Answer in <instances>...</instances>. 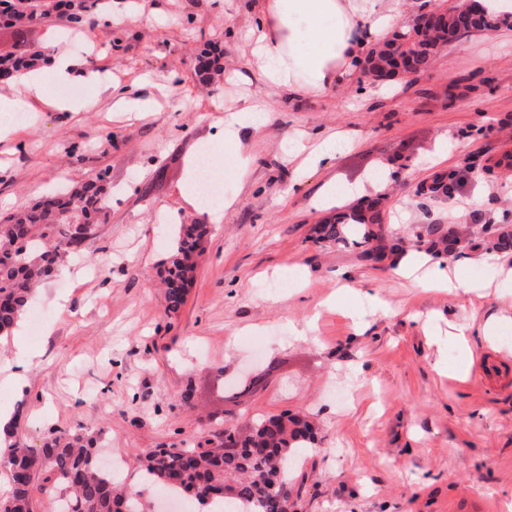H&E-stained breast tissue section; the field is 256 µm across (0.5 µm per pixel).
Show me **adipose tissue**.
<instances>
[{
    "label": "adipose tissue",
    "instance_id": "obj_1",
    "mask_svg": "<svg viewBox=\"0 0 512 512\" xmlns=\"http://www.w3.org/2000/svg\"><path fill=\"white\" fill-rule=\"evenodd\" d=\"M256 60L267 82L324 92L356 72L394 21L391 0H270Z\"/></svg>",
    "mask_w": 512,
    "mask_h": 512
}]
</instances>
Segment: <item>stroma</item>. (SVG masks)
<instances>
[{"label": "stroma", "mask_w": 512, "mask_h": 512, "mask_svg": "<svg viewBox=\"0 0 512 512\" xmlns=\"http://www.w3.org/2000/svg\"><path fill=\"white\" fill-rule=\"evenodd\" d=\"M263 0H98L112 28L76 32L60 19L23 35L0 24V52L57 41L106 74L140 112L109 94L44 77L50 104L0 112V214L54 188L107 173L112 210L32 303L40 335L22 319L0 344V408H21L19 435L39 449L50 430L100 432L105 459L126 482L141 451L182 447L255 418L309 416L315 448L292 482L296 512H508L512 503V281L476 291L482 253L461 266L463 288L430 289L392 259L369 265L350 245L317 246L315 225L337 213L327 184L355 187L345 204L382 196L383 221L512 225V35L474 32L444 47L412 78L364 71L324 93L267 83L253 55ZM223 50V72L197 56ZM236 81H227V74ZM91 100L83 112L56 101ZM261 111H249L253 102ZM243 109L234 142L226 109ZM342 142L330 167L306 159ZM224 148V198L186 301L166 313L160 264L173 227L209 221L203 195L185 193L188 165ZM448 154L436 159L440 146ZM448 196L420 207L437 173ZM349 272L341 285V272ZM501 326L471 336L454 325ZM36 351L26 391L8 384L16 343ZM262 387L247 391L253 372ZM193 408L181 405L185 389Z\"/></svg>", "instance_id": "1"}]
</instances>
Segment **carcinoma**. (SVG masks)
<instances>
[{
  "instance_id": "1",
  "label": "carcinoma",
  "mask_w": 512,
  "mask_h": 512,
  "mask_svg": "<svg viewBox=\"0 0 512 512\" xmlns=\"http://www.w3.org/2000/svg\"><path fill=\"white\" fill-rule=\"evenodd\" d=\"M97 0H10L0 11L8 24L25 26L55 15L81 31L95 21ZM441 30L417 26L400 28L372 48L367 60L377 67L396 56L411 59L415 74L427 71L446 45L471 32L494 29L498 14L472 18L448 14ZM43 54H0V76L13 78L37 66ZM448 177L435 174L421 194L434 200L448 195ZM112 204V185L105 176L18 208L0 218V342L9 339L28 308L35 288L61 269V258L88 238L71 232L63 217L95 226L106 219ZM208 225L178 224L173 251L163 263L167 310L177 312L186 300L199 258L208 245ZM412 243L432 257L452 256L467 248L493 252L512 251V225L483 224L465 236L446 224H421L413 229ZM314 242L351 244L360 258L383 261L400 248L403 236L381 224L378 201L366 208L340 211L317 227ZM315 443V432L305 419L286 413L256 419L249 431L224 432L213 449L154 448L139 454L141 479L166 489L191 504L197 512H282L278 496L288 489L293 461L301 448ZM98 437L79 429L59 428L40 450L28 449L17 432V421L6 428L0 448L11 490L0 496V512H32L30 490L36 474L48 470L55 476L46 489L59 500V512H144L137 492L114 483L112 472L98 462Z\"/></svg>"
}]
</instances>
